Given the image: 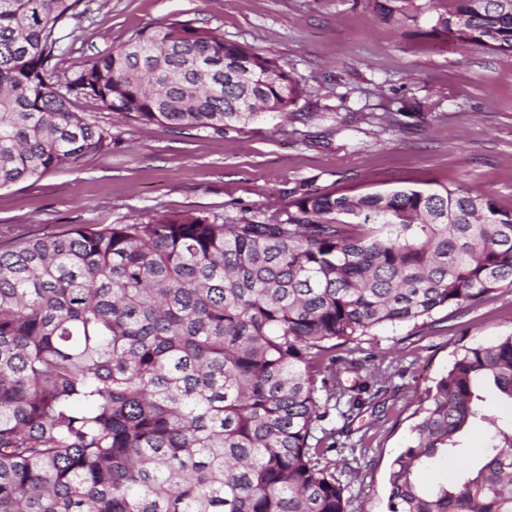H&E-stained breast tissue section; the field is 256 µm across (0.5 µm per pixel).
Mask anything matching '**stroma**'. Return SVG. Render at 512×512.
Masks as SVG:
<instances>
[{
    "label": "stroma",
    "mask_w": 512,
    "mask_h": 512,
    "mask_svg": "<svg viewBox=\"0 0 512 512\" xmlns=\"http://www.w3.org/2000/svg\"><path fill=\"white\" fill-rule=\"evenodd\" d=\"M209 27L284 64L302 96L289 119L246 133L186 135L117 121L112 150L0 190V243L77 224H128L154 210L242 215L281 207L300 180L323 192L461 185L512 209V55L439 43L425 22L380 21L366 0H92L70 22L59 61L77 69L135 30ZM362 337L347 386L373 399L349 424L357 478L351 512H387V472L409 444L415 411L464 345L512 333V292Z\"/></svg>",
    "instance_id": "35a3bbf8"
}]
</instances>
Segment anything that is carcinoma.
Masks as SVG:
<instances>
[{
    "instance_id": "carcinoma-1",
    "label": "carcinoma",
    "mask_w": 512,
    "mask_h": 512,
    "mask_svg": "<svg viewBox=\"0 0 512 512\" xmlns=\"http://www.w3.org/2000/svg\"><path fill=\"white\" fill-rule=\"evenodd\" d=\"M398 25L422 0H367ZM83 0H0V188L112 150L72 109L143 125L242 133L301 96L286 67L205 27L146 26L61 71ZM445 43L512 54V0H454ZM512 292V209L439 184L323 193L271 214L154 211L0 245V512H348L329 410L360 406L350 345ZM512 334L464 346L392 461L387 512H512ZM348 409H339L341 400ZM476 421L480 461L433 491L437 455ZM332 443L322 446L323 439Z\"/></svg>"
}]
</instances>
